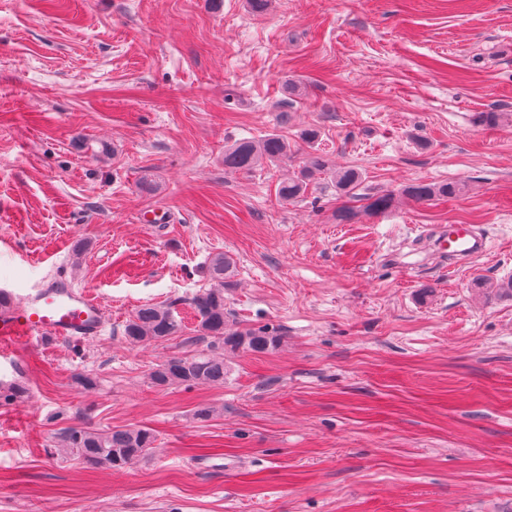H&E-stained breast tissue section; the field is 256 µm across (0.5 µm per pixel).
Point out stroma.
<instances>
[{"label":"stroma","mask_w":512,"mask_h":512,"mask_svg":"<svg viewBox=\"0 0 512 512\" xmlns=\"http://www.w3.org/2000/svg\"><path fill=\"white\" fill-rule=\"evenodd\" d=\"M313 125L362 175L353 223L330 180L275 195ZM270 133L287 167L225 171V145ZM418 181L465 191L401 196ZM377 190L395 208L363 214ZM448 224L486 251L439 253ZM219 253L230 322L281 343L226 350L223 385L158 389L209 343L190 299ZM60 273L106 330L0 344V512H512V297L477 286L512 280V0H0V285ZM149 303L184 333L130 345ZM81 421L158 449L51 460Z\"/></svg>","instance_id":"obj_1"}]
</instances>
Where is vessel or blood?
<instances>
[{
    "label": "vessel or blood",
    "instance_id": "obj_1",
    "mask_svg": "<svg viewBox=\"0 0 512 512\" xmlns=\"http://www.w3.org/2000/svg\"><path fill=\"white\" fill-rule=\"evenodd\" d=\"M439 240L443 252L462 264L478 258L486 248L483 235L470 224L452 225ZM104 328L101 303L61 275L0 311V340L4 342L45 335L81 340L101 335Z\"/></svg>",
    "mask_w": 512,
    "mask_h": 512
}]
</instances>
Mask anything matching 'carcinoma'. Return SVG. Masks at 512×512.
<instances>
[{
	"label": "carcinoma",
	"mask_w": 512,
	"mask_h": 512,
	"mask_svg": "<svg viewBox=\"0 0 512 512\" xmlns=\"http://www.w3.org/2000/svg\"><path fill=\"white\" fill-rule=\"evenodd\" d=\"M288 140L270 133L259 141L240 139L224 148V170L249 173L262 164L278 165L288 162ZM327 175L336 183L338 192L350 195L361 183V174L353 168L334 169L321 153L308 154L305 164L292 177L279 182L277 196L284 201L303 197L310 183ZM464 190L459 182H415L404 187L405 195L416 201L451 199ZM394 194L382 191L367 197L364 212L385 213L392 209ZM230 260L215 255L210 263L211 284L200 289L191 300L200 331L211 338L210 349L247 350L263 353L274 349L280 337L263 329H238L229 325L224 315V279L230 272ZM183 333L182 320L162 304H145L124 326L126 340L134 345L168 340ZM227 370L224 357L207 352L189 356H173L158 365L150 375L152 384L160 389L174 385L218 386L224 384ZM157 436L145 427L99 431L72 425L59 433L56 440L57 458H75L88 467L108 465L122 468L135 459L156 449Z\"/></svg>",
	"instance_id": "1"
}]
</instances>
